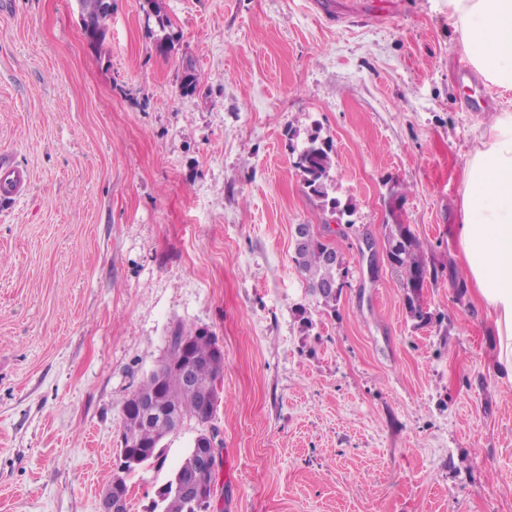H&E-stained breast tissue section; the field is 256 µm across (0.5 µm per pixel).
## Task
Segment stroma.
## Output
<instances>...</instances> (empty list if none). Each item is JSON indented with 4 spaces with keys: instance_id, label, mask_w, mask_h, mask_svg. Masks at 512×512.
I'll return each instance as SVG.
<instances>
[{
    "instance_id": "35a3bbf8",
    "label": "stroma",
    "mask_w": 512,
    "mask_h": 512,
    "mask_svg": "<svg viewBox=\"0 0 512 512\" xmlns=\"http://www.w3.org/2000/svg\"><path fill=\"white\" fill-rule=\"evenodd\" d=\"M322 3L112 0L92 46L77 0H0V153L31 176L0 211V512H100L124 404L178 327L224 349L219 512H512V384L456 235L512 92L462 108L446 0ZM313 130L351 217L295 167ZM300 224L349 272L335 307L295 267ZM397 224L436 272L424 325L386 258ZM200 429L128 475L129 512Z\"/></svg>"
}]
</instances>
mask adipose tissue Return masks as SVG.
<instances>
[{"instance_id":"adipose-tissue-1","label":"adipose tissue","mask_w":512,"mask_h":512,"mask_svg":"<svg viewBox=\"0 0 512 512\" xmlns=\"http://www.w3.org/2000/svg\"><path fill=\"white\" fill-rule=\"evenodd\" d=\"M448 20L471 67L512 91V0H447ZM458 239L471 292L493 320L494 371L512 384V111L482 125L460 203Z\"/></svg>"}]
</instances>
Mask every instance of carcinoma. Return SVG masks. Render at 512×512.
Segmentation results:
<instances>
[{"label":"carcinoma","mask_w":512,"mask_h":512,"mask_svg":"<svg viewBox=\"0 0 512 512\" xmlns=\"http://www.w3.org/2000/svg\"><path fill=\"white\" fill-rule=\"evenodd\" d=\"M79 3L85 39L93 45L101 43L107 31L105 22L111 18L112 12L101 7V0H79ZM332 153V143L320 137L315 131L309 134L300 150L296 166L301 172L306 188L320 199L322 206L333 213L343 215L349 212L350 205H344L338 198L330 196L328 180L333 167ZM329 248L330 245L313 237L294 252L295 266L308 288L314 293L320 286L339 282L343 278V262H330L325 256ZM386 256L390 266L402 277L410 316L421 322L430 321L431 315L424 309L420 295L432 273L423 257L422 246L408 225L397 224L395 230L388 233ZM176 333L187 338V349H171L162 362V368L168 375L164 395L168 404L182 412V419L194 418L204 426L211 421V417L200 414L198 394L180 386L179 376L173 369V364L190 354L198 360V371L202 377L218 379L224 372V359L214 354L217 337L213 334H194L181 327L176 329ZM126 427L131 430L132 444L119 449L118 473L115 474L114 480L120 482L123 481L122 474H129L132 469L138 468L136 464L128 465L126 459L143 458L146 462L153 463L159 461L164 453L162 442L155 441L151 430L140 426L134 428L129 423ZM192 476L193 459L189 454L172 478L159 489L157 500L153 501L150 512H205L206 507L202 504L179 495L176 481L187 480Z\"/></svg>","instance_id":"cac0c4a2"}]
</instances>
